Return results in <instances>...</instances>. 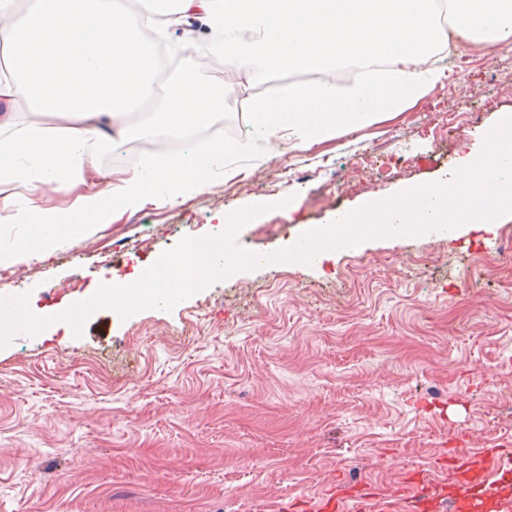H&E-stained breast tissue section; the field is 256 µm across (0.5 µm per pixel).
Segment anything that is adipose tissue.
<instances>
[{
  "mask_svg": "<svg viewBox=\"0 0 512 512\" xmlns=\"http://www.w3.org/2000/svg\"><path fill=\"white\" fill-rule=\"evenodd\" d=\"M130 19L120 0H0V210L17 228L0 265L43 259L93 233L107 214L164 208L208 191L284 150L363 130L423 99L445 76L436 62L445 33L481 47L512 45V0H148ZM197 21L203 50L221 55L248 84L281 70L319 79L255 96L236 141L197 143L191 129L224 109L223 95L182 70L150 122L133 123L154 81L159 41ZM34 102L28 118L14 110ZM140 140L155 152L101 177L102 149Z\"/></svg>",
  "mask_w": 512,
  "mask_h": 512,
  "instance_id": "adipose-tissue-1",
  "label": "adipose tissue"
}]
</instances>
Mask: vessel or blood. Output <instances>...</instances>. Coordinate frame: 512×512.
<instances>
[{
    "mask_svg": "<svg viewBox=\"0 0 512 512\" xmlns=\"http://www.w3.org/2000/svg\"><path fill=\"white\" fill-rule=\"evenodd\" d=\"M453 475L448 493L417 477L384 495L333 494L315 498L311 512H512V450L487 448L482 454L460 453L448 463Z\"/></svg>",
    "mask_w": 512,
    "mask_h": 512,
    "instance_id": "b4317fda",
    "label": "vessel or blood"
}]
</instances>
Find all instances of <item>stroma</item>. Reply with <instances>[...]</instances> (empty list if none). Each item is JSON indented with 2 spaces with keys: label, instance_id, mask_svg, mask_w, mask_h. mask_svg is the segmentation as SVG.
Listing matches in <instances>:
<instances>
[{
  "label": "stroma",
  "instance_id": "obj_1",
  "mask_svg": "<svg viewBox=\"0 0 512 512\" xmlns=\"http://www.w3.org/2000/svg\"><path fill=\"white\" fill-rule=\"evenodd\" d=\"M201 37L197 26L172 31L185 48L161 82L182 65L214 81ZM447 72L418 105L362 131L272 157L176 206L107 218L66 257L15 268L0 296L25 293L60 313L183 237L220 233L215 213L256 197L278 207L237 241L267 254L368 197L440 180L512 114V48ZM301 77L224 83L220 124L236 127L251 96ZM468 104L478 124L432 151L436 123ZM397 135L413 142L403 164L382 148ZM284 162L302 178L271 193ZM288 193L298 208L281 207ZM509 231L512 221L367 240L324 266L238 272L170 311L100 309L78 335L52 325L17 335L0 349V512H308L339 482L382 494L421 471L443 483L451 455L512 447V262L487 268ZM129 237L137 252L123 249ZM76 251L107 261L85 264Z\"/></svg>",
  "mask_w": 512,
  "mask_h": 512
}]
</instances>
